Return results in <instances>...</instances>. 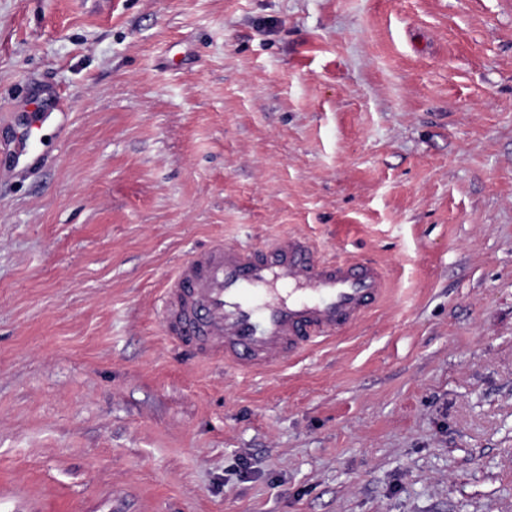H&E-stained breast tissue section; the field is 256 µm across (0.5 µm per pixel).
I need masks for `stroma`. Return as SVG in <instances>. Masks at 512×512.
<instances>
[{
    "label": "stroma",
    "instance_id": "stroma-1",
    "mask_svg": "<svg viewBox=\"0 0 512 512\" xmlns=\"http://www.w3.org/2000/svg\"><path fill=\"white\" fill-rule=\"evenodd\" d=\"M288 233L386 300L262 378L164 336ZM0 512H512V0H0Z\"/></svg>",
    "mask_w": 512,
    "mask_h": 512
}]
</instances>
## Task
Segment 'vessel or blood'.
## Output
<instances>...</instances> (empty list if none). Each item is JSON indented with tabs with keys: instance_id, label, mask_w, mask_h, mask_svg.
I'll return each mask as SVG.
<instances>
[{
	"instance_id": "1",
	"label": "vessel or blood",
	"mask_w": 512,
	"mask_h": 512,
	"mask_svg": "<svg viewBox=\"0 0 512 512\" xmlns=\"http://www.w3.org/2000/svg\"><path fill=\"white\" fill-rule=\"evenodd\" d=\"M376 263L326 258L309 238L193 252L160 299L165 336L200 360L262 375L335 340L384 298Z\"/></svg>"
}]
</instances>
